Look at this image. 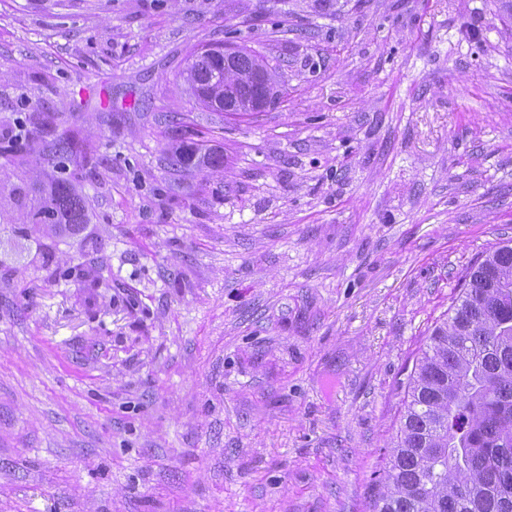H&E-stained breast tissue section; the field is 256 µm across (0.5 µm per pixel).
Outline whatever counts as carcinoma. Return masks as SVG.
Wrapping results in <instances>:
<instances>
[{
	"instance_id": "cac0c4a2",
	"label": "carcinoma",
	"mask_w": 512,
	"mask_h": 512,
	"mask_svg": "<svg viewBox=\"0 0 512 512\" xmlns=\"http://www.w3.org/2000/svg\"><path fill=\"white\" fill-rule=\"evenodd\" d=\"M267 68L252 52L236 50L224 68L221 54H195L184 80L212 110L230 95L242 107L255 98L253 74ZM22 134L12 148L24 207L21 233L41 226L60 238L88 223L85 198L66 178L36 185L24 170ZM88 144L70 137L48 153L72 161ZM186 146L172 165L196 164ZM397 441L390 449L385 490L373 512H512V243L499 244L469 275L448 318L435 326L406 386Z\"/></svg>"
}]
</instances>
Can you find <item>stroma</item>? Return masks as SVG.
Returning a JSON list of instances; mask_svg holds the SVG:
<instances>
[{
  "instance_id": "stroma-1",
  "label": "stroma",
  "mask_w": 512,
  "mask_h": 512,
  "mask_svg": "<svg viewBox=\"0 0 512 512\" xmlns=\"http://www.w3.org/2000/svg\"><path fill=\"white\" fill-rule=\"evenodd\" d=\"M507 2L0 0V184L43 112L32 176L89 212L46 261L0 197V512H370L418 351L512 240ZM217 44L274 104L195 101ZM65 129L92 152L46 165Z\"/></svg>"
}]
</instances>
